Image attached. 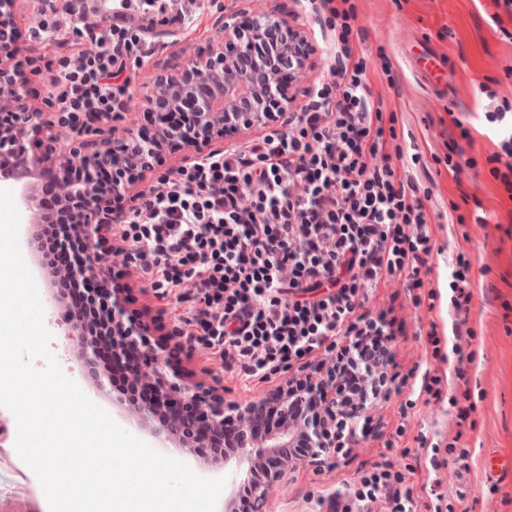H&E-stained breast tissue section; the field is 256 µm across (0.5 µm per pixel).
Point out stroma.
Returning a JSON list of instances; mask_svg holds the SVG:
<instances>
[{
  "label": "stroma",
  "mask_w": 512,
  "mask_h": 512,
  "mask_svg": "<svg viewBox=\"0 0 512 512\" xmlns=\"http://www.w3.org/2000/svg\"><path fill=\"white\" fill-rule=\"evenodd\" d=\"M275 6L291 14L300 10L297 0H197L196 10L184 20L158 27L156 53L130 71L136 107L119 120V127L143 124V104L157 78L177 70L189 55L204 51L223 27L227 8L252 16ZM42 10L55 11L67 23L76 20L72 0H15L13 19L20 30L16 57L24 63L30 102L36 106L57 101L63 90L56 82L59 61L67 52L57 41L33 36ZM494 10L493 0H361L358 24L365 39L358 47L367 54L385 48L397 74V86L391 89L382 83L379 71H371L368 86L402 112L423 155L444 153L440 119L449 111L473 126L466 154L481 158L496 149L497 140L489 134L483 116L487 100L476 94L477 83L502 77L504 66L512 65V41L503 39L487 23ZM427 53L448 61L443 87L423 81L408 62L409 57ZM435 182L439 204L458 199L464 192L473 194L489 218L486 224L473 225L468 244L479 270L470 312L479 355L470 372V386L479 396L481 427L470 439V458L442 471L441 478L449 495L458 500L457 512H512V314L506 312L512 306V199L485 173L476 177L466 171L456 180L443 174ZM487 262L492 269L486 273L482 267ZM46 327L64 374L101 408L111 410V399L99 396L80 363L66 353L62 330L51 321ZM177 359L194 378L220 382L229 401L253 399L271 389L267 383L240 385L201 347L179 353ZM352 474V468H336L328 461L317 472L303 467L286 474L270 496L269 510L327 512L321 497L350 481ZM493 482L499 490L491 495L487 489Z\"/></svg>",
  "instance_id": "obj_1"
}]
</instances>
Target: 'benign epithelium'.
<instances>
[{"label": "benign epithelium", "instance_id": "benign-epithelium-1", "mask_svg": "<svg viewBox=\"0 0 512 512\" xmlns=\"http://www.w3.org/2000/svg\"><path fill=\"white\" fill-rule=\"evenodd\" d=\"M13 4L14 0H0V52L16 42L15 32L9 29ZM271 28L289 29L294 37L274 47L261 45L263 32ZM304 40V32L293 17L276 7L261 18L240 20L235 13L224 16V30L203 54L179 72L155 82L147 98L152 121L163 123L169 113L186 103L193 112V122L186 128H169L154 138L148 136L146 127L128 128L117 138L113 127L100 122L82 128L93 139L77 142L63 133L59 114L50 111L52 103H46L44 109L31 107L16 73L0 68V180L19 185V206L33 224L45 223L40 205L43 186H53L64 204L74 197L82 199L86 221L68 233L87 241L89 249L87 256L71 264L63 276L106 298L114 335L123 347L139 356L136 377L151 391L150 397L134 409L139 429L164 448L180 446L185 463L203 473L219 467L236 475L232 460L249 461V476L224 498L222 512H235L239 493L250 497L253 512H268L270 490L291 465L288 430L258 443L245 439L233 453L221 457L211 449L218 447L229 424L245 437L262 409L277 406L288 411V386L256 400L226 402L221 386L206 385L188 373L169 368L161 356L163 345L151 339L149 326L138 316L129 318L124 303L109 288V265L96 254L95 239L112 228V197L134 196L128 176L151 171L164 149L193 148L224 138V128L229 125L249 129L270 121L275 112L290 111L295 104L293 92L282 87L273 59L288 58ZM103 167H118L124 177L102 188L96 183V172ZM77 170L82 171L78 182L69 177ZM23 244L35 270L41 271L44 259L37 232L25 229ZM67 336L69 350L81 360L97 391L109 395L105 376L96 368L100 341L73 322ZM186 405L192 406L199 418L194 425L182 420L181 408ZM162 412L167 414L163 422L159 420Z\"/></svg>", "mask_w": 512, "mask_h": 512}]
</instances>
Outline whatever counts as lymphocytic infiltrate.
<instances>
[{
	"label": "lymphocytic infiltrate",
	"instance_id": "1",
	"mask_svg": "<svg viewBox=\"0 0 512 512\" xmlns=\"http://www.w3.org/2000/svg\"><path fill=\"white\" fill-rule=\"evenodd\" d=\"M303 8L332 31L334 52L322 77L302 88L298 110L279 113L245 144L197 153L132 199L114 197L108 250L130 258L157 299L185 304L179 334L189 347L212 350L246 384L287 376V413L268 410L255 430L271 432L286 415L298 420L293 467L316 428L341 468L377 442L378 460L355 465L333 512H456L438 474L467 460L479 427L466 244L469 225L486 223V213L477 200L440 208L415 176L426 162L414 136L366 82L374 62L387 85L396 84L385 49L372 62L356 49L357 0H304ZM161 15L184 17L182 0H144L135 10L121 0L107 24L76 30L84 45L60 73L65 124L130 111L127 70L154 54L149 33ZM477 91L495 104L485 119L500 129L496 151L482 161L466 155L472 129L454 116L442 130L446 151L434 161L454 179L487 168L512 197V97L483 82ZM42 206L52 219L42 236L45 269L57 278L69 318L104 335L94 298L58 277L86 244L77 236L59 244L57 227L80 223L82 213L50 190ZM447 223L451 237L443 242L437 231ZM447 251L443 292L434 259ZM412 312L430 318L414 326ZM410 336L422 355L406 364L399 348ZM137 359L131 353L113 363L107 345L99 358L113 392L132 407L149 396L133 377ZM421 406L448 408L454 434L412 432ZM426 466L435 479L417 482Z\"/></svg>",
	"mask_w": 512,
	"mask_h": 512
}]
</instances>
